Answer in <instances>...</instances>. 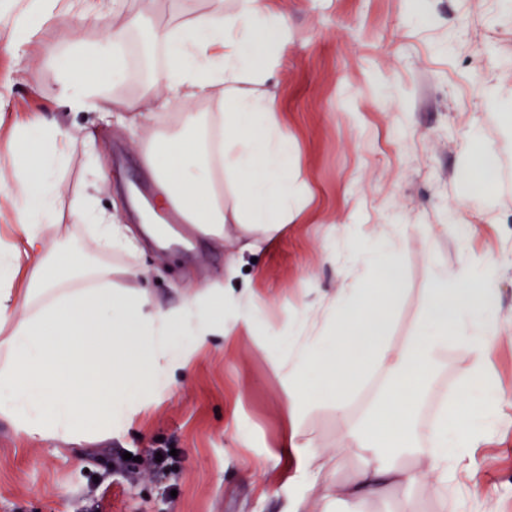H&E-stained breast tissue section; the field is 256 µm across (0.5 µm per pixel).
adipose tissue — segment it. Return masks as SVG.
Segmentation results:
<instances>
[{
	"instance_id": "1",
	"label": "adipose tissue",
	"mask_w": 512,
	"mask_h": 512,
	"mask_svg": "<svg viewBox=\"0 0 512 512\" xmlns=\"http://www.w3.org/2000/svg\"><path fill=\"white\" fill-rule=\"evenodd\" d=\"M261 31L282 43L288 39V20L269 0H240L229 18L217 5L190 20L149 30L150 41L163 46L168 58L167 68L140 91L155 104L144 116L155 128V143L146 151L161 184L155 204L164 210L180 206L188 223L219 240L230 222L253 232L256 242L270 240L291 215L288 139L275 122L255 125L256 116L274 112L275 99L240 87L245 77L265 74L271 67L272 57L257 39ZM61 96L72 110H91L104 119L123 107L88 81H68ZM213 97L222 103L219 111H197L198 101ZM173 102L179 111H169ZM4 146L12 159L0 166V187L8 190L23 226L18 244L0 248V351L5 354L0 415L32 439L78 440L83 436L76 423L80 415L120 419L145 390L167 385L178 360L172 338L180 328H191L203 340L216 328L197 295L187 296L175 312L156 308L145 292L113 281L108 268L87 269L79 284L64 276L47 277L44 232L53 226L62 199L54 171L64 166L66 153L60 150L48 158L17 147L10 138ZM228 170L239 186L230 205L220 189ZM71 218L92 228L100 252H136L126 227L91 205L74 207ZM21 255L30 265L25 289L16 286ZM357 256L370 264L379 287L364 298L340 289L333 303L336 334L328 347V381L310 391L302 380L314 343L294 340L292 355L283 364L291 421H298L303 407L328 403L348 449L376 456L349 487L351 512H363L366 499L390 485L414 481V473L388 462L403 448L419 450L439 488L447 487L449 472L476 443L471 420L488 411L472 396L482 366L473 365L454 412L439 413L427 429L415 426L418 393L434 356L446 345L442 331L454 330L465 342L484 347L500 332L491 315L497 301L495 265L465 288L449 287L447 271L440 270L407 346L390 349L385 343L387 312L397 299L399 268L378 238L362 244ZM376 364L395 374V385L370 425L360 427L351 421L346 400Z\"/></svg>"
}]
</instances>
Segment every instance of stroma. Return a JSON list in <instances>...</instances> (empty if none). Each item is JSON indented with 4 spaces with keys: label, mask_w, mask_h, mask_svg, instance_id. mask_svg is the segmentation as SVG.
<instances>
[{
    "label": "stroma",
    "mask_w": 512,
    "mask_h": 512,
    "mask_svg": "<svg viewBox=\"0 0 512 512\" xmlns=\"http://www.w3.org/2000/svg\"><path fill=\"white\" fill-rule=\"evenodd\" d=\"M288 17V45L263 88L274 94V118L288 138L294 178L293 218L260 250H245L237 225L223 242L204 235L157 246L140 231L132 198L152 201L157 181L145 159L151 124L104 121L93 111L61 104L65 79L100 82L117 99L130 97L144 63L164 68L162 47L143 51L129 38L122 83L99 58H76L104 26L139 17L158 26L206 12L210 0H110L100 21L84 18L78 0H62L56 18L16 63L12 21L27 0L0 14V70L16 69L0 134L20 147L52 155L47 131L68 136V157L56 177L64 188L57 227L47 232L48 267L65 260L121 270L153 305L178 310L185 295H202L224 333L206 344L176 336L186 366L168 387L146 392L108 435L77 442L30 439L0 417V512H290L295 495L307 512H349L342 489L369 461L337 452L335 413L322 404L300 417L315 441L324 475L302 474L287 449L288 386L277 362L286 341L341 288H369L349 254L375 235L394 243L399 296L388 315L387 342L404 348L422 315L434 269L455 274L456 287L487 262L498 267L494 312L501 335L487 350L449 335L436 358L427 392L448 384L454 403L462 377L485 364L475 396L492 403L472 430L477 448L458 462L450 486L435 491L426 463L401 455L419 471L409 487H392L368 512H512V0H277ZM94 135L97 155L83 141ZM490 150L493 178L476 187L466 169ZM105 178L89 186L87 169ZM91 201L127 225L134 256L100 258L90 228L73 223L71 206ZM469 225L467 240L452 232ZM248 295L242 306L240 295ZM171 449L166 478H153L152 455Z\"/></svg>",
    "instance_id": "35a3bbf8"
}]
</instances>
